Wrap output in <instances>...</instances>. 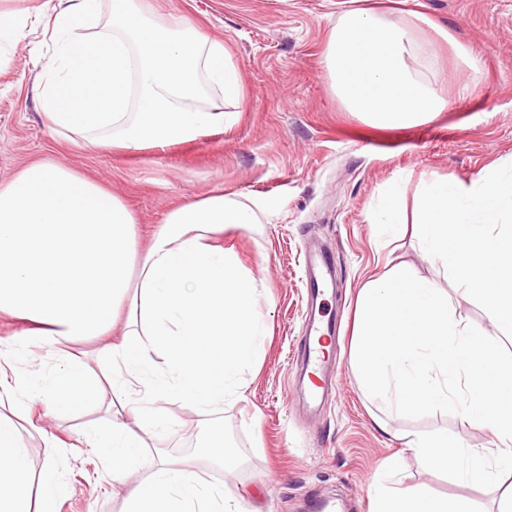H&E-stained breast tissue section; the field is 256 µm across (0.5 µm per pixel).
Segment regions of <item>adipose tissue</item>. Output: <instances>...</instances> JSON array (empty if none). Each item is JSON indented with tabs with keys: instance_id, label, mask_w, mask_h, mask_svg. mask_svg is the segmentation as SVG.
I'll use <instances>...</instances> for the list:
<instances>
[{
	"instance_id": "1",
	"label": "adipose tissue",
	"mask_w": 512,
	"mask_h": 512,
	"mask_svg": "<svg viewBox=\"0 0 512 512\" xmlns=\"http://www.w3.org/2000/svg\"><path fill=\"white\" fill-rule=\"evenodd\" d=\"M45 29L55 52L39 60L42 116L71 142L162 150L239 121V70L222 42L187 20L159 25L135 0H113L107 25L102 0H57ZM415 48V27L394 13L344 12L325 49L335 94L383 127L444 111L445 94L409 63ZM260 221L257 203L212 193L173 207L141 250L122 199L70 167L34 164L0 185V319L30 324L0 354V403L38 394L19 367L30 346L109 335L123 299H133L122 338L103 348L116 359L109 381L72 362L49 386L61 413L112 405L107 433L89 443L132 475L124 512H249L194 459L163 457L148 476L137 471L148 437L173 422L169 403L210 412L246 397L243 376L267 331L263 290L222 239L226 227ZM399 465L383 463L371 512H471L463 499L387 485ZM62 489L55 462L33 474L22 431L0 415V512H53Z\"/></svg>"
}]
</instances>
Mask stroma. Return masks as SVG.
Wrapping results in <instances>:
<instances>
[{
    "label": "stroma",
    "instance_id": "35a3bbf8",
    "mask_svg": "<svg viewBox=\"0 0 512 512\" xmlns=\"http://www.w3.org/2000/svg\"><path fill=\"white\" fill-rule=\"evenodd\" d=\"M45 0H0L27 14L21 39L0 49V182L41 161L64 164L112 189L138 220L146 241L177 203L221 191L263 206L253 229L230 228L224 246L261 280V305L271 331L256 368L246 373V398L200 414L178 403L176 423L143 457L140 475L158 454L199 456L204 439L223 429L237 458L234 467H207L227 497L250 490L261 512H312L318 497L344 512H369V490L380 462L399 452L395 430L446 431L466 447L489 448L493 435L461 415L434 413L409 419L381 417L364 396L352 355L358 293L367 280L394 265L438 283L450 307L481 332L496 335L484 309L454 287L443 268L412 234L379 238L372 211L382 192L399 184L413 204L424 179L471 181L512 163V0H368L428 18L417 31L416 67L448 98V108L419 125L377 129L347 111L335 96L324 65L328 35L346 0H141L162 21L187 19L204 37L223 42L240 71L245 107L236 126L165 150L125 151L77 146L51 131L41 116L40 70L33 60L52 44L35 15ZM446 27L473 50L478 71L456 60L434 28ZM326 254L333 266L326 293L309 303L305 258ZM336 319L330 343L337 385L322 409L308 410L297 380L299 341L310 314ZM37 427L26 432L33 471H41L42 433L59 441L54 455L63 474L55 512H123L120 475L87 439L104 430L105 406L54 414L49 393L32 403ZM396 482L448 500H467L473 512H499L503 487L483 489L428 471L405 455Z\"/></svg>",
    "mask_w": 512,
    "mask_h": 512
}]
</instances>
